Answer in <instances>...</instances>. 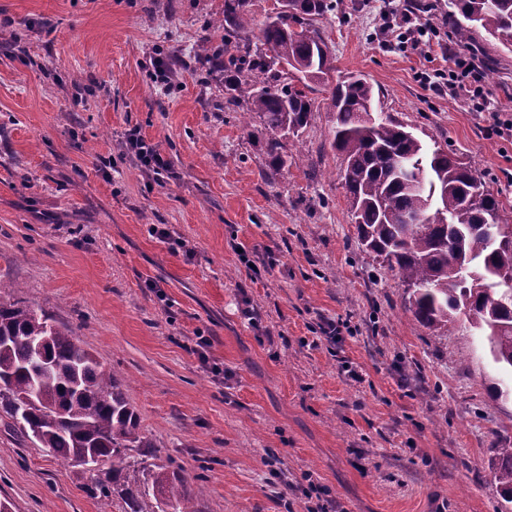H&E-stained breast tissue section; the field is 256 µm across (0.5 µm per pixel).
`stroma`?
Here are the masks:
<instances>
[{
  "label": "stroma",
  "instance_id": "obj_1",
  "mask_svg": "<svg viewBox=\"0 0 512 512\" xmlns=\"http://www.w3.org/2000/svg\"><path fill=\"white\" fill-rule=\"evenodd\" d=\"M335 2L317 25L337 75L364 77L375 112L455 152L512 210V137L391 43L382 11L408 0ZM223 16L224 0H0V281L123 380L147 462L199 475L201 512H311L310 483L335 512H501L491 467L512 398L490 395L478 331L418 324L362 250L328 87L270 167L261 120L242 128L223 73L199 63L205 44L237 54ZM466 48L491 105L512 107V51L481 30ZM132 131L169 162L164 185L127 153ZM327 321L340 342L318 334ZM93 479L0 416L9 512H119Z\"/></svg>",
  "mask_w": 512,
  "mask_h": 512
}]
</instances>
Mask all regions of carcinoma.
<instances>
[{
  "mask_svg": "<svg viewBox=\"0 0 512 512\" xmlns=\"http://www.w3.org/2000/svg\"><path fill=\"white\" fill-rule=\"evenodd\" d=\"M333 9L332 0H296L287 14L268 16L261 28L265 50L252 49L248 0H224V29L238 40L239 55H205L209 72L234 71L227 103L240 100L270 132L268 155L285 164V137L310 124L306 90L336 70V58L315 21ZM450 25L459 41L483 29L512 47V0H450ZM299 74L303 88L288 82ZM373 87L362 78L332 89L336 129L332 147L342 156L343 180L366 250L383 258L411 290L406 310L430 329H451L452 314L475 320L493 363L512 373V217L499 195L484 187L471 167L451 150H430L402 124L386 117L363 118L373 106ZM428 175L415 189L400 179L397 159ZM420 213L416 230L400 217ZM504 232L491 241L485 225ZM47 339L49 371L32 364L34 347ZM0 411L20 434L74 466L97 457L93 496L112 498L123 512H199L185 470L156 465L142 478L130 474L131 459L154 444L142 433L139 416L115 373L75 342L72 330L19 301L0 300ZM502 499L512 503V442H500L493 465Z\"/></svg>",
  "mask_w": 512,
  "mask_h": 512,
  "instance_id": "1",
  "label": "carcinoma"
}]
</instances>
